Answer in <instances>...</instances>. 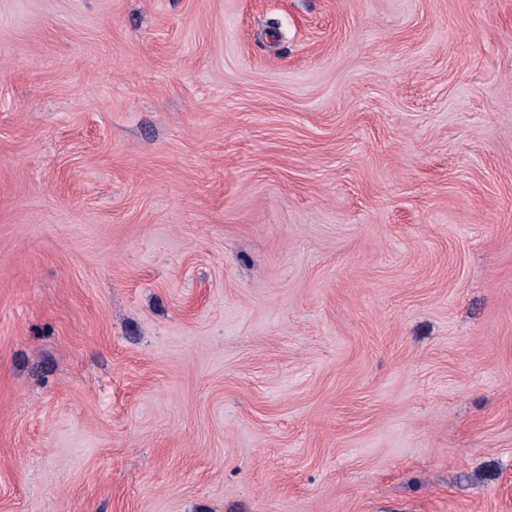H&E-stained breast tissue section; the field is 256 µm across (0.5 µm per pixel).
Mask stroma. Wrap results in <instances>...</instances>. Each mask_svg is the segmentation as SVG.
Returning <instances> with one entry per match:
<instances>
[{
	"label": "stroma",
	"mask_w": 512,
	"mask_h": 512,
	"mask_svg": "<svg viewBox=\"0 0 512 512\" xmlns=\"http://www.w3.org/2000/svg\"><path fill=\"white\" fill-rule=\"evenodd\" d=\"M0 512H512V0H0Z\"/></svg>",
	"instance_id": "stroma-1"
}]
</instances>
